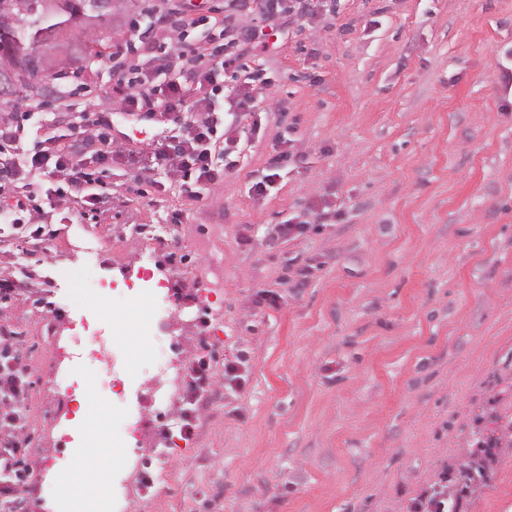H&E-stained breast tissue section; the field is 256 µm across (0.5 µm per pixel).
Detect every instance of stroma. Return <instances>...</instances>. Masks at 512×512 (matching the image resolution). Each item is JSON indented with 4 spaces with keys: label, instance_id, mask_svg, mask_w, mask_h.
I'll return each mask as SVG.
<instances>
[{
    "label": "stroma",
    "instance_id": "obj_1",
    "mask_svg": "<svg viewBox=\"0 0 512 512\" xmlns=\"http://www.w3.org/2000/svg\"><path fill=\"white\" fill-rule=\"evenodd\" d=\"M128 32L100 34L64 103L111 111L112 139L146 153L171 126L114 108L110 47ZM241 60L265 78L233 124L236 167L202 199L170 171L108 167L95 218L66 193L41 233L0 235V324L30 382L23 429L0 430L25 466L18 512H57L62 473L81 483L76 512L107 483L112 512H409L476 431L512 426V91L497 79L512 0H325ZM280 151L297 163L256 194ZM321 203L340 220L317 223ZM291 218L306 232L281 237ZM75 270L109 293L73 305ZM85 318L120 395L69 345ZM156 336L178 365L159 393ZM198 355L215 395L187 442L174 428ZM66 380L88 400L70 431ZM472 500L512 512V445Z\"/></svg>",
    "mask_w": 512,
    "mask_h": 512
}]
</instances>
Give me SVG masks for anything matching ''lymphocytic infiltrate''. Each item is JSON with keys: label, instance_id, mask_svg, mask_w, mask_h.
<instances>
[{"label": "lymphocytic infiltrate", "instance_id": "f902f5d3", "mask_svg": "<svg viewBox=\"0 0 512 512\" xmlns=\"http://www.w3.org/2000/svg\"><path fill=\"white\" fill-rule=\"evenodd\" d=\"M206 0H186L182 9L154 7V17L145 28L136 29L125 48L112 57L115 91L123 111L144 119L170 122L172 135L153 146L150 170L170 169L183 178L189 197H200L203 189L219 185L226 171L235 167L232 155L235 138L224 132V114L216 109L212 94L224 82L243 44L263 35L259 26L240 29L236 15L242 11L259 14L264 20L277 16L304 18L322 7L323 0H224L223 16L214 18L207 34L188 49L169 54L164 43L173 32L195 25L197 12ZM174 71L167 83L157 84L153 74L159 68ZM33 112L21 113L13 122L0 123V189L22 194L33 207L15 212L12 224H32L43 209L30 182L33 172L65 183L84 209L98 210L111 190L98 177L103 164L135 163L136 152L122 149L106 135L110 113L79 112L68 124L67 139L50 136L30 151L19 152L26 122ZM223 146L225 161H218L216 146ZM27 388L23 369L0 357V426L17 429L26 414L21 398ZM469 495L452 492L447 479H440L414 498L412 512H467Z\"/></svg>", "mask_w": 512, "mask_h": 512}]
</instances>
